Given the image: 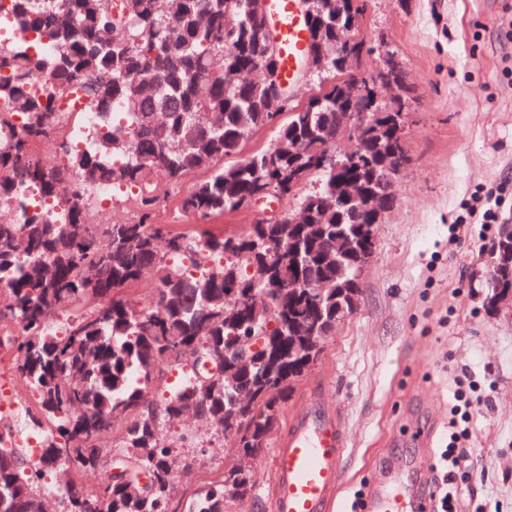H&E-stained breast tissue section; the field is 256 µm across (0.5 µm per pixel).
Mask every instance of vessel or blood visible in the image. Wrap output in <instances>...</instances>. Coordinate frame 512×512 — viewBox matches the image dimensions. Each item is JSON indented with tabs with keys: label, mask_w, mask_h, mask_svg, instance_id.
<instances>
[{
	"label": "vessel or blood",
	"mask_w": 512,
	"mask_h": 512,
	"mask_svg": "<svg viewBox=\"0 0 512 512\" xmlns=\"http://www.w3.org/2000/svg\"><path fill=\"white\" fill-rule=\"evenodd\" d=\"M265 18L278 44L282 84H296L306 55L308 23L299 0H266ZM348 448L344 413L324 394L311 396L291 415L288 432L274 451L272 512H333L342 490ZM426 489L407 496L402 487L374 488L365 512H429Z\"/></svg>",
	"instance_id": "1"
}]
</instances>
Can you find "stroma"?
Wrapping results in <instances>:
<instances>
[{
    "label": "stroma",
    "mask_w": 512,
    "mask_h": 512,
    "mask_svg": "<svg viewBox=\"0 0 512 512\" xmlns=\"http://www.w3.org/2000/svg\"><path fill=\"white\" fill-rule=\"evenodd\" d=\"M357 33L386 41L407 76L409 161L379 224L355 313L282 403L289 420L310 392L345 414L349 448L341 496L354 504L396 465L430 477L446 444L454 381L472 401L476 492L459 512H512V315L488 312L486 258L499 223L512 219V0H366ZM161 185L159 218L176 230L194 219L181 199L194 185ZM497 222L480 224L491 189ZM193 454L174 503L235 458L210 444ZM255 489L232 512H271L272 450L252 462Z\"/></svg>",
    "instance_id": "1"
}]
</instances>
